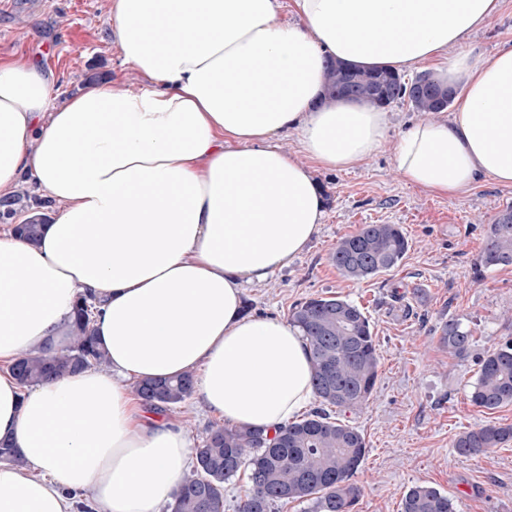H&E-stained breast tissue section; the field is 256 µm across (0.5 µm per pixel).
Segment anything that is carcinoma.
<instances>
[{
	"label": "carcinoma",
	"instance_id": "1",
	"mask_svg": "<svg viewBox=\"0 0 512 512\" xmlns=\"http://www.w3.org/2000/svg\"><path fill=\"white\" fill-rule=\"evenodd\" d=\"M358 81V99L378 107L405 99L408 81L388 69L355 70L333 63L327 71V93L340 97L347 78ZM409 248L397 224H362L340 238L331 261L340 274L362 280L396 267ZM512 265V206L489 225L485 248L476 262L481 269ZM97 309L86 299L76 306L71 344L50 353L25 354L16 364L23 387L90 366H101L105 352L93 337ZM289 322L306 336L313 361L312 383L323 406L353 411L372 396L379 358L370 319L359 306L338 296L312 297L296 304ZM440 345L454 358L468 356L473 334L456 319L440 329ZM477 379L470 400L486 410L512 404V339L477 360ZM146 405L159 412L181 406L195 390V376L150 379L133 386ZM512 441V424H486L459 435L454 448L476 456ZM366 455V441L354 426L317 409L268 437L245 426L214 424L196 448L170 512H225L224 484L241 467L249 468V487L236 512H272L280 502H301L311 512H354L361 489L355 475ZM401 512H455L448 495L429 486L411 488Z\"/></svg>",
	"mask_w": 512,
	"mask_h": 512
}]
</instances>
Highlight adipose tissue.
<instances>
[{
	"instance_id": "obj_1",
	"label": "adipose tissue",
	"mask_w": 512,
	"mask_h": 512,
	"mask_svg": "<svg viewBox=\"0 0 512 512\" xmlns=\"http://www.w3.org/2000/svg\"><path fill=\"white\" fill-rule=\"evenodd\" d=\"M110 0L139 84L102 80L59 101L54 75L0 54V198L33 179L55 203L37 242L0 232V512H164L193 441L131 381L193 373L206 408L272 434L317 400L309 344L245 316V286L306 248L325 216L315 172L394 142L408 184L453 198L512 186V46L471 34L500 0ZM461 85L450 119L390 137L382 109L325 94L327 64L409 71L436 59ZM295 133L297 152L277 140ZM107 355L20 387L11 367L55 350L81 295Z\"/></svg>"
}]
</instances>
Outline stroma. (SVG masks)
Instances as JSON below:
<instances>
[{"label": "stroma", "instance_id": "35a3bbf8", "mask_svg": "<svg viewBox=\"0 0 512 512\" xmlns=\"http://www.w3.org/2000/svg\"><path fill=\"white\" fill-rule=\"evenodd\" d=\"M490 55L512 45V0L471 37ZM0 52L31 59L57 79L61 97L112 79L133 83L111 32L107 0H0ZM392 145L346 171H321L326 213L318 233L288 268L245 288L249 314L288 318L310 297L338 295L371 320L379 355L375 391L345 419L364 435L355 512H400L408 490L427 485L448 494L456 512H512V442L477 457L459 455L455 438L489 422L512 424V404L488 411L473 405L476 360L512 338V266L476 274L489 224L512 187L482 179L452 198L404 183ZM363 224L400 225L410 248L378 276L344 278L330 255ZM455 318L473 333L468 358L450 357L439 326Z\"/></svg>", "mask_w": 512, "mask_h": 512}]
</instances>
